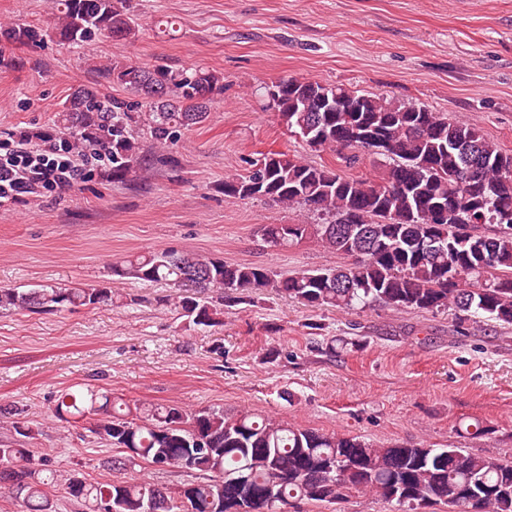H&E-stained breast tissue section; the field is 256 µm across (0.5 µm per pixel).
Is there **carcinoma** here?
I'll return each instance as SVG.
<instances>
[{
  "label": "carcinoma",
  "mask_w": 512,
  "mask_h": 512,
  "mask_svg": "<svg viewBox=\"0 0 512 512\" xmlns=\"http://www.w3.org/2000/svg\"><path fill=\"white\" fill-rule=\"evenodd\" d=\"M128 0H52V35L68 45H90L109 35L129 37L136 27ZM36 28L0 26V40L33 45ZM110 81L138 97L108 99L94 86L73 90L61 112L63 134L112 144V178L126 180L140 163L133 135L148 127L169 147L181 131L203 123L224 95V78L195 66H99ZM265 108L315 152L335 153L351 168L383 141L384 164L372 175L348 176L297 154L269 152L239 175L224 177V198L271 199L317 213V224H265L263 240L285 248L306 238L354 258L349 265L277 279L268 268L228 264L176 250L139 255L112 268L118 277L191 288L179 306L196 326L224 325V308L207 300L251 302L250 293L274 288L311 308L352 311L376 303L396 309L453 310L463 320L512 324V153L477 126L451 121L428 107L401 103L343 84L297 78L262 87ZM112 304V289L41 286L0 288V309L41 313L60 307ZM55 417L78 423L96 417L95 431L112 445L106 470L140 459L156 471L170 466L202 475L174 490L148 481H94L71 476L64 493L86 512H274L286 501L337 504L372 493L400 512L439 504L450 512H512V461H493L462 448L378 446L359 437L303 429L245 412H187L174 405L118 406L92 387L53 400ZM57 482L49 457L28 448H0V483L20 512H55Z\"/></svg>",
  "instance_id": "cac0c4a2"
}]
</instances>
